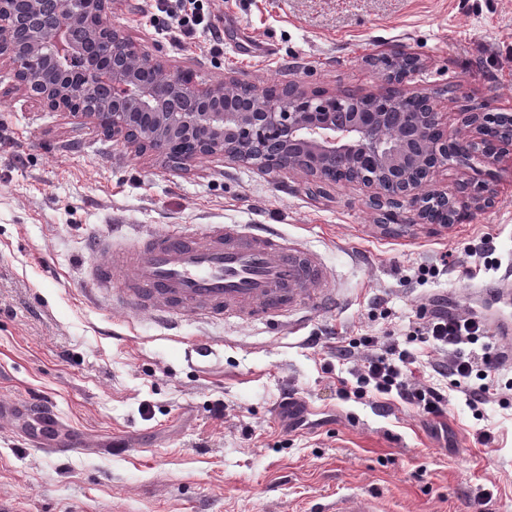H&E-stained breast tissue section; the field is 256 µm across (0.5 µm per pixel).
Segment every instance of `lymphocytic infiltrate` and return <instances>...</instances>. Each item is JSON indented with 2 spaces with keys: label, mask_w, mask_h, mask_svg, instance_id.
Listing matches in <instances>:
<instances>
[{
  "label": "lymphocytic infiltrate",
  "mask_w": 512,
  "mask_h": 512,
  "mask_svg": "<svg viewBox=\"0 0 512 512\" xmlns=\"http://www.w3.org/2000/svg\"><path fill=\"white\" fill-rule=\"evenodd\" d=\"M206 0H150L165 13L178 40L207 34L206 52L224 50L222 29L205 10ZM487 320L470 311L453 312L420 304L416 322L405 337L387 332L376 336L338 337L329 353L350 367L337 394L344 401L388 397L440 420L448 414L450 392L462 395L474 417L489 402L512 405V378L499 379V369L512 354L489 343ZM448 386H440L441 378Z\"/></svg>",
  "instance_id": "f902f5d3"
}]
</instances>
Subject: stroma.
<instances>
[{
  "instance_id": "obj_1",
  "label": "stroma",
  "mask_w": 512,
  "mask_h": 512,
  "mask_svg": "<svg viewBox=\"0 0 512 512\" xmlns=\"http://www.w3.org/2000/svg\"><path fill=\"white\" fill-rule=\"evenodd\" d=\"M224 20V53L176 42L143 0H112L108 20L143 50L200 83L234 74L258 86L295 79L312 89L377 94L373 58L403 51L422 67L407 82L430 93L452 136L460 114L485 103L512 113V0H211ZM492 204L448 226L385 225L357 185L312 192L296 173L202 158L183 168L136 153L14 86L0 63V403H49L91 448L61 457L31 448L0 423V512H325L354 491L385 512H512V407L489 403L475 420L451 393L450 440L405 405L340 400L333 364L309 337L409 330L419 304L487 311L512 267V159L503 158ZM122 224L128 236L179 224L250 229L266 224L321 254L331 307L300 308L299 329L227 321L183 323L90 303L83 261ZM495 248L492 267L479 254ZM447 256L426 284L419 264ZM390 316L372 317L373 299ZM214 342L196 359L197 337ZM298 388L305 426L282 418ZM225 405L226 417L212 410ZM490 431V446L477 443ZM130 447L102 454L94 441Z\"/></svg>"
}]
</instances>
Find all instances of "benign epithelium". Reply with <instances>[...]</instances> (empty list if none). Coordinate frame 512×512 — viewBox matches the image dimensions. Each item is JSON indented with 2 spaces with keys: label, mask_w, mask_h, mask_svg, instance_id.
<instances>
[{
  "label": "benign epithelium",
  "mask_w": 512,
  "mask_h": 512,
  "mask_svg": "<svg viewBox=\"0 0 512 512\" xmlns=\"http://www.w3.org/2000/svg\"><path fill=\"white\" fill-rule=\"evenodd\" d=\"M0 0V60L9 62L16 86L51 111L87 119L140 153L157 152L177 166L199 157H222L265 173L304 174L320 190L335 183L328 173L343 166L350 182L369 191L370 204L387 224L409 219L427 224L432 202L453 212L452 222L481 209L493 188L478 179L480 167L512 153V113L488 112L481 104L461 113L467 134L450 137L443 113L358 112L361 98L393 103L420 67L408 54L385 73L387 90L361 97L307 91L287 81L269 95L253 89V103H232L239 79L201 86L191 72L174 69L143 51L123 30L105 29L111 0ZM94 97L74 109L71 98ZM469 166L470 192L448 197L431 189L435 173L449 163Z\"/></svg>",
  "instance_id": "7a95c632"
}]
</instances>
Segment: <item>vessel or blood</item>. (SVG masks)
<instances>
[{
	"label": "vessel or blood",
	"instance_id": "1",
	"mask_svg": "<svg viewBox=\"0 0 512 512\" xmlns=\"http://www.w3.org/2000/svg\"><path fill=\"white\" fill-rule=\"evenodd\" d=\"M94 252L87 267L94 295L175 328L188 319L279 327L301 298L325 304L331 295L321 257L269 227L211 224L190 235L174 225L131 241L117 226L110 238L95 242ZM328 512H381V504L352 492L337 497Z\"/></svg>",
	"mask_w": 512,
	"mask_h": 512
}]
</instances>
